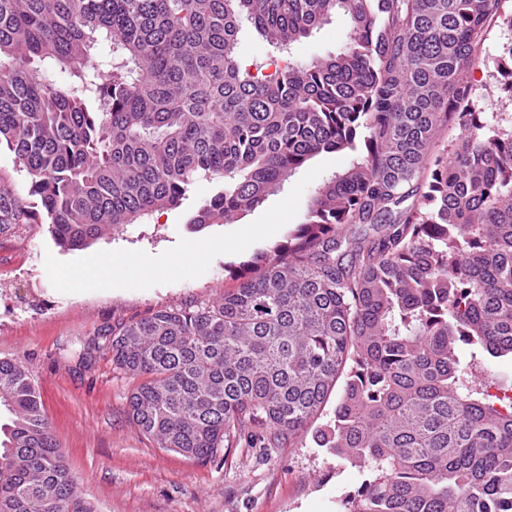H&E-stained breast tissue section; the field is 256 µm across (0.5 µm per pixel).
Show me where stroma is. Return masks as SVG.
I'll use <instances>...</instances> for the list:
<instances>
[{
	"instance_id": "stroma-1",
	"label": "stroma",
	"mask_w": 512,
	"mask_h": 512,
	"mask_svg": "<svg viewBox=\"0 0 512 512\" xmlns=\"http://www.w3.org/2000/svg\"><path fill=\"white\" fill-rule=\"evenodd\" d=\"M347 23L332 18L296 42L293 56L336 52ZM512 29L492 24L470 76L484 117H512L498 88L496 60ZM342 153L321 154L236 222L193 232L187 224L221 179L198 181L182 204L143 216L88 248L65 250L47 224L0 236V359L31 374L52 434L96 512H338V502L369 477L320 447L312 435L269 448H235L194 459L155 446L128 414L138 380L114 368L105 332L161 308L220 299L234 267L285 242L302 223L320 183L349 168ZM111 277L72 280L90 262Z\"/></svg>"
}]
</instances>
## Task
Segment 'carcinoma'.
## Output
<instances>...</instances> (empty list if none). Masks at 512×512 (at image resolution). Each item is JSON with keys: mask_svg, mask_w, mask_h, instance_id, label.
<instances>
[{"mask_svg": "<svg viewBox=\"0 0 512 512\" xmlns=\"http://www.w3.org/2000/svg\"><path fill=\"white\" fill-rule=\"evenodd\" d=\"M505 0H0V145L30 177L57 243L222 187L201 231L260 206L322 153L356 154L304 222L217 302L112 328L128 412L156 447L314 437L369 478L342 512L512 505V406L494 405L459 343L512 356V128L480 121L468 74ZM343 48L296 63L331 16ZM287 62L237 55L243 28ZM62 73L50 83L44 72ZM463 129L432 153L442 123ZM38 214L0 178V235ZM0 512H95L26 368L0 360Z\"/></svg>", "mask_w": 512, "mask_h": 512, "instance_id": "cac0c4a2", "label": "carcinoma"}]
</instances>
